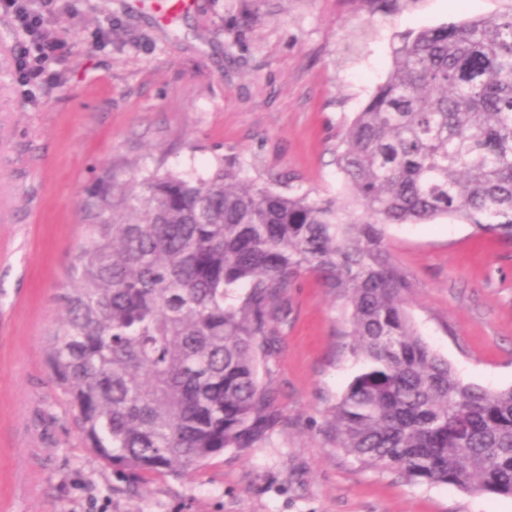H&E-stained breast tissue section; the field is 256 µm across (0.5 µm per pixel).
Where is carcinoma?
Segmentation results:
<instances>
[{
	"instance_id": "obj_1",
	"label": "carcinoma",
	"mask_w": 512,
	"mask_h": 512,
	"mask_svg": "<svg viewBox=\"0 0 512 512\" xmlns=\"http://www.w3.org/2000/svg\"><path fill=\"white\" fill-rule=\"evenodd\" d=\"M348 198L218 160L206 178L106 174L85 205L47 366L85 447L182 476L269 427L261 358L304 272L345 303L362 364L336 447L410 484L512 496V388L466 384L419 335L389 224L457 216L512 243V8L404 34L336 154Z\"/></svg>"
}]
</instances>
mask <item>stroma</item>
Wrapping results in <instances>:
<instances>
[{
  "mask_svg": "<svg viewBox=\"0 0 512 512\" xmlns=\"http://www.w3.org/2000/svg\"><path fill=\"white\" fill-rule=\"evenodd\" d=\"M512 0H54L59 41L35 78L30 37L0 12V512H512V497L413 485L333 447L326 414L360 368L345 305L315 275L288 291L262 364L277 422L183 478L130 477L85 448L46 364L98 178L245 176L336 197V148L398 35ZM421 337L467 383L512 387V245L456 217L387 228Z\"/></svg>",
  "mask_w": 512,
  "mask_h": 512,
  "instance_id": "obj_1",
  "label": "stroma"
}]
</instances>
